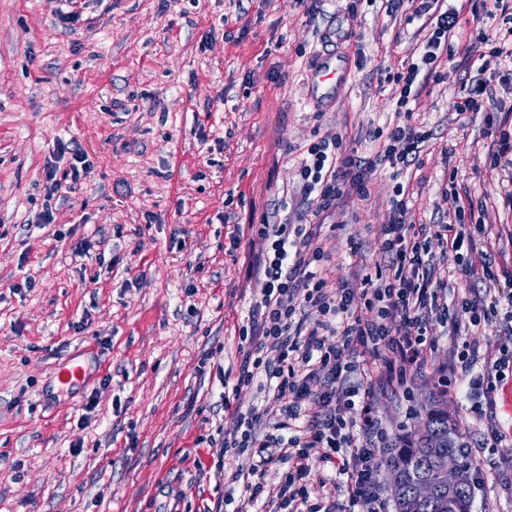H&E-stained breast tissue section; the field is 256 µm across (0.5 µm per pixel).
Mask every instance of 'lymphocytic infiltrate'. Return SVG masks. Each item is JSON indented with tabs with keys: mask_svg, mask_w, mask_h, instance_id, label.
Returning a JSON list of instances; mask_svg holds the SVG:
<instances>
[{
	"mask_svg": "<svg viewBox=\"0 0 512 512\" xmlns=\"http://www.w3.org/2000/svg\"><path fill=\"white\" fill-rule=\"evenodd\" d=\"M415 2L413 16L426 35L411 62L389 78L400 123L377 131L380 143L368 156L334 133L320 136L303 151L298 167L300 190L314 222L273 224L264 217L247 227L250 235L268 241L269 248L249 269L260 299L240 331L248 350L237 384H259L281 408L274 419L255 407L235 410L234 427L224 434V449L246 457L228 480L230 487L247 494L246 506L237 512H247L261 500L272 512H336L335 503H310L308 486L316 482L325 487L339 478L347 488L348 512H386L376 474L377 455L387 448L388 436L371 406L368 386L404 384L432 350V320L447 326L454 339L448 364L462 370L460 376L448 377V386L474 393L492 387L494 374L512 366V346L503 344L489 367L473 373L475 357L461 339L463 330L498 313L511 318L512 290L487 304L466 298L452 302L446 284L434 279L429 239H437L445 250L477 247L465 230V218L474 212L471 199L451 188L452 221L426 224L410 214L412 187L400 181L432 144V131L417 120L412 105L438 81L443 63L456 62L468 77L470 89L455 103L462 116L484 108L487 73L512 80V73L503 70L512 64V48L495 32L497 20L512 17V0H480L479 8L469 13L444 0ZM71 155L69 171L46 170L39 223H53L52 200L71 192L90 167L84 152ZM384 170L399 180L391 201L392 220L382 229L384 258L362 264L355 282L329 287L314 268L327 258L318 245V219L339 200L366 197L369 175ZM310 315L315 318L311 324L306 321ZM329 336L341 337L342 347L326 345ZM314 448L320 449L319 457H311ZM283 462L288 470L279 478L275 497H265L267 476Z\"/></svg>",
	"mask_w": 512,
	"mask_h": 512,
	"instance_id": "obj_1",
	"label": "lymphocytic infiltrate"
}]
</instances>
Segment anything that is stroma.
<instances>
[{
  "mask_svg": "<svg viewBox=\"0 0 512 512\" xmlns=\"http://www.w3.org/2000/svg\"><path fill=\"white\" fill-rule=\"evenodd\" d=\"M94 0L66 23L52 0H0V512H214L224 477L239 466L216 438L230 407L260 403L256 387L224 399L242 354L238 329L258 297L249 266L265 244L238 228L269 216L295 224L302 208L299 145L334 132L359 151L396 121L386 74L422 39L382 0ZM342 57L346 86L314 101L307 75ZM455 63L416 107L436 143L411 170L417 219L448 218L449 167L485 208V231L507 222L505 173L490 165L483 115L460 123ZM91 162L55 220L38 223L56 140ZM453 143V157L443 152ZM392 183L371 175L370 195L336 205L329 284L349 278L347 240L367 261L382 256ZM90 255L74 256L79 245ZM438 279L459 296L491 301L512 272V247L466 257L437 251ZM492 267L495 280L460 274ZM434 348L405 391L376 390L391 438L413 432L448 366L452 342ZM82 362L86 379L55 385L56 369ZM94 409H87V401ZM264 403V402H261ZM278 413L279 403H264ZM471 398L448 410L482 469L473 512H512V381L498 383L482 418ZM498 450L486 451L491 431Z\"/></svg>",
  "mask_w": 512,
  "mask_h": 512,
  "instance_id": "obj_1",
  "label": "stroma"
}]
</instances>
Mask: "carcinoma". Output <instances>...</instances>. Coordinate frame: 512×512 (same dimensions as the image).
Returning a JSON list of instances; mask_svg holds the SVG:
<instances>
[{
  "mask_svg": "<svg viewBox=\"0 0 512 512\" xmlns=\"http://www.w3.org/2000/svg\"><path fill=\"white\" fill-rule=\"evenodd\" d=\"M447 393V385L440 384L439 396L432 397L421 428L387 449V461L399 457L404 462L403 481L399 487L391 489L394 512H411L409 490L416 479L426 477L438 482L436 459L440 455L452 452L461 459L466 470L473 468V462L463 458V448L467 444L456 423L448 421V415L438 408L439 398ZM472 499L470 482L451 498L448 497V487L442 486L437 497L423 505L420 512H472Z\"/></svg>",
  "mask_w": 512,
  "mask_h": 512,
  "instance_id": "obj_1",
  "label": "carcinoma"
}]
</instances>
